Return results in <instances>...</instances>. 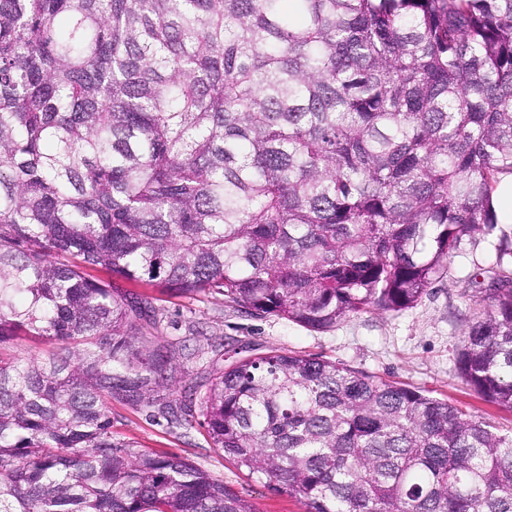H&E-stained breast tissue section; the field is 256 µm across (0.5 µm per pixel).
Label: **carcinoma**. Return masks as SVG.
Masks as SVG:
<instances>
[{
	"instance_id": "carcinoma-1",
	"label": "carcinoma",
	"mask_w": 512,
	"mask_h": 512,
	"mask_svg": "<svg viewBox=\"0 0 512 512\" xmlns=\"http://www.w3.org/2000/svg\"><path fill=\"white\" fill-rule=\"evenodd\" d=\"M508 175L512 0H0V512H256L114 402L306 512H512V435L419 388L271 350L170 398L154 297L88 273L325 332L417 304ZM510 258L458 369L512 410ZM58 344L54 340L43 339L37 342L28 340L18 341L14 353L21 358H29L31 355L48 357L56 352ZM155 407L112 403V432L131 438L140 448H152L188 458L224 482V487L248 499L257 512H305L304 504L278 491L259 473L239 468L222 450L212 448L203 429L169 427Z\"/></svg>"
}]
</instances>
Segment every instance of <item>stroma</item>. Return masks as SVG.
<instances>
[{
    "mask_svg": "<svg viewBox=\"0 0 512 512\" xmlns=\"http://www.w3.org/2000/svg\"><path fill=\"white\" fill-rule=\"evenodd\" d=\"M497 234L464 239L445 270L414 307L400 312L373 311L315 332L269 314H252L218 294L195 297L157 294L163 313L149 336L183 347L185 357L176 389L208 384L217 371L273 349L346 364L376 378L407 384L460 408L467 417L490 423L498 433H512V410L481 399L458 370L463 331L481 300L468 283L478 266L495 258ZM224 344V356L212 361L210 343ZM112 430L139 447L188 458L223 481L229 491L248 499L257 512H305L304 504L269 486L264 476L238 467L213 448L201 428L169 427L153 408L113 404Z\"/></svg>",
    "mask_w": 512,
    "mask_h": 512,
    "instance_id": "obj_1",
    "label": "stroma"
}]
</instances>
